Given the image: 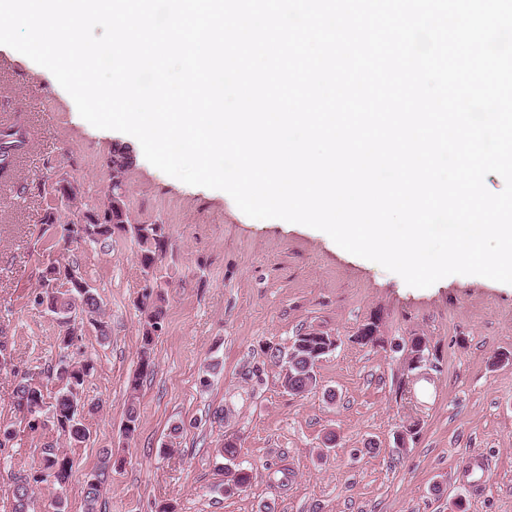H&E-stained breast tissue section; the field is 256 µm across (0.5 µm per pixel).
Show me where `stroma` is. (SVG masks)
<instances>
[{"instance_id": "35a3bbf8", "label": "stroma", "mask_w": 512, "mask_h": 512, "mask_svg": "<svg viewBox=\"0 0 512 512\" xmlns=\"http://www.w3.org/2000/svg\"><path fill=\"white\" fill-rule=\"evenodd\" d=\"M2 100L0 128L22 125L28 144L0 177V343L11 355L0 369V425L16 432L0 451V512H12L14 477L33 472L48 443L71 460L72 477L61 491L38 484L30 512H85V484L106 448L123 465L103 482L99 512H452L459 499L467 512H512V286L452 275L410 287L324 232L247 217L224 191L164 174L138 147L124 176L128 216L165 227L156 278L167 315L154 372L134 395L138 429L125 437L143 321L138 246L128 230L67 245L43 218L52 211L67 224L96 211L112 149L131 138L90 125L50 71L4 50ZM60 180L78 188L77 203L53 195ZM54 261L76 266L108 325L104 338L85 327L69 350L93 362L82 397L99 405L83 414L89 437L78 445L30 430L15 406L21 381L48 397L58 389L49 370L62 354L60 325L33 302ZM372 319L382 345L357 343ZM312 329L338 345L317 366V388L296 396L280 373L296 336ZM414 336L430 356L408 373L402 346ZM410 423L417 433L398 450L395 435ZM228 437L253 474L231 496L216 453ZM471 454L487 460L486 481L467 476Z\"/></svg>"}]
</instances>
